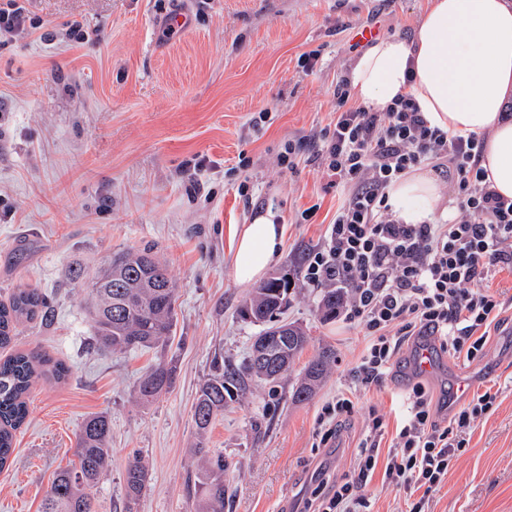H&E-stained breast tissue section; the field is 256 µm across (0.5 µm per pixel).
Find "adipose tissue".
I'll list each match as a JSON object with an SVG mask.
<instances>
[{
    "instance_id": "adipose-tissue-1",
    "label": "adipose tissue",
    "mask_w": 512,
    "mask_h": 512,
    "mask_svg": "<svg viewBox=\"0 0 512 512\" xmlns=\"http://www.w3.org/2000/svg\"><path fill=\"white\" fill-rule=\"evenodd\" d=\"M351 94L384 110L412 95L429 126L483 140L480 165L493 190L512 199V0H430L412 38L377 39L355 61ZM391 210L408 224L449 218L436 178L415 171L387 192ZM283 227L260 216L237 232L231 271L257 283L279 255Z\"/></svg>"
}]
</instances>
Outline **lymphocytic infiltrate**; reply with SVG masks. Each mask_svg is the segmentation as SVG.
Instances as JSON below:
<instances>
[{"instance_id": "f902f5d3", "label": "lymphocytic infiltrate", "mask_w": 512, "mask_h": 512, "mask_svg": "<svg viewBox=\"0 0 512 512\" xmlns=\"http://www.w3.org/2000/svg\"><path fill=\"white\" fill-rule=\"evenodd\" d=\"M350 82L336 84V120L326 128L319 152L325 170L348 195L337 208L325 240L307 256L303 277L318 287L336 282L349 290L345 319L368 339L353 374L319 419L321 444L335 439L355 409L354 388L380 385L402 343L430 339L472 361L486 345V328L501 303L483 283L512 270V199L501 197L480 166L483 144L451 137L429 126L412 96L398 97L384 111L350 104ZM427 165L457 190L460 217L445 223L406 224L387 203V190L415 167ZM491 391L475 394L449 418H440L428 389L415 384L396 428L397 454L386 479L410 497V512H424L417 492L439 489L465 435L495 402ZM387 428L373 418L357 452L353 479L334 484L314 512H358L362 490L375 472L379 440Z\"/></svg>"}]
</instances>
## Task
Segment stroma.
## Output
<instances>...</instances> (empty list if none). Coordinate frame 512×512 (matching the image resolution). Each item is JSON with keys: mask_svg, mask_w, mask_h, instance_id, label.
Returning a JSON list of instances; mask_svg holds the SVG:
<instances>
[{"mask_svg": "<svg viewBox=\"0 0 512 512\" xmlns=\"http://www.w3.org/2000/svg\"><path fill=\"white\" fill-rule=\"evenodd\" d=\"M428 0H28L30 22L0 48V300L40 289L44 319L22 325L16 349H40L71 369L66 383L38 381L14 462L0 471V512H41L55 472L73 459L84 421L107 413L111 458L93 487L98 512H120L122 473L133 454L149 471L139 512H193L186 487L205 442L224 461V512H304L312 494L353 476L369 419L395 420L413 385L428 387L443 414L460 403L457 381L497 393L453 461L428 512H512V271L487 282L501 302L483 355L436 352L415 375V343L392 374L357 393L333 447L319 445L322 409L351 383L367 339L343 318L325 323L319 289L294 278L284 313L310 336L275 383L246 378L205 433L193 407L217 369H239L256 324L240 309L252 287L231 273L234 234L275 213L284 226L275 270L301 268L320 246L343 198L317 164L280 163L287 144H309L336 116L337 81L365 51L364 27L412 37ZM187 27L163 36L168 16ZM90 36L70 40L73 23ZM319 51L303 70L301 55ZM269 110L258 121L260 110ZM245 169L248 196L234 173ZM315 214L307 223L298 215ZM152 248L176 285L169 346L110 352L94 345L86 291L67 271L92 277L112 253ZM336 364L307 401L290 393L321 347ZM175 368L151 405L136 393L154 365Z\"/></svg>", "mask_w": 512, "mask_h": 512, "instance_id": "obj_1", "label": "stroma"}]
</instances>
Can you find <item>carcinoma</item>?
<instances>
[{
	"mask_svg": "<svg viewBox=\"0 0 512 512\" xmlns=\"http://www.w3.org/2000/svg\"><path fill=\"white\" fill-rule=\"evenodd\" d=\"M68 280L75 288L88 291L95 328V344L103 351L152 348L165 343L174 326L175 283L167 266L151 250L116 252L98 274L87 280L81 270H71ZM291 286L289 274H275L255 289L245 301L243 314L253 323L263 325L254 337L251 350L264 339L273 349L272 356L261 362L249 357L241 372L221 374L205 381L194 408V421L205 433L213 419L246 376L275 382L309 345L306 330L295 323L278 319ZM345 300L342 288H324L317 312L324 321L336 319ZM46 296L37 288H16L0 301V349L11 348L19 326L43 318ZM335 354L324 349L310 359L296 384L292 399H308L323 380ZM70 368L38 350L11 352L0 358V470L8 467L15 451L16 432L29 415L28 400L35 383L41 379L60 382ZM174 369L160 364L147 372L138 383V397L150 403L173 383ZM111 421L99 413L87 419L77 436L75 456L70 468L60 470L47 491L41 512H97L90 489L99 480L108 459L107 448ZM194 488L195 512H224V460L215 467L190 474ZM148 487V470L141 458L129 459L124 474V512H138V505Z\"/></svg>",
	"mask_w": 512,
	"mask_h": 512,
	"instance_id": "cac0c4a2",
	"label": "carcinoma"
}]
</instances>
